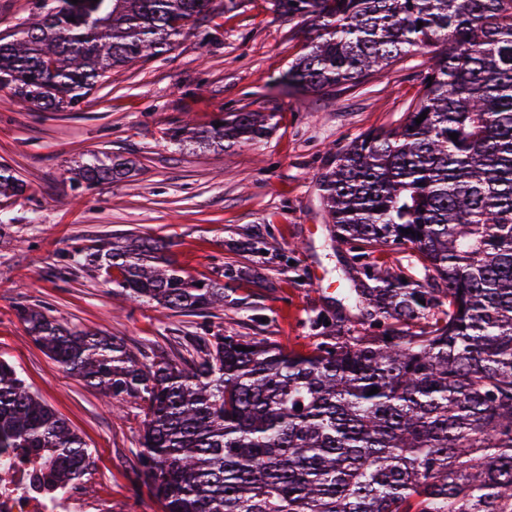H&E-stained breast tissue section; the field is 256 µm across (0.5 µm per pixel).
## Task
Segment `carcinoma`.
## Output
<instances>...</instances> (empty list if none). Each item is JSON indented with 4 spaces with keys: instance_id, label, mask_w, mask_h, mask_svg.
Masks as SVG:
<instances>
[{
    "instance_id": "1",
    "label": "carcinoma",
    "mask_w": 512,
    "mask_h": 512,
    "mask_svg": "<svg viewBox=\"0 0 512 512\" xmlns=\"http://www.w3.org/2000/svg\"><path fill=\"white\" fill-rule=\"evenodd\" d=\"M47 1L0 38V89L54 111L167 52L213 11V0ZM272 4L313 32L288 66L290 88L358 85L443 46L404 120L354 141L320 179L337 242L358 245L360 258L409 243L434 287L368 263L373 286L345 295L377 333L349 336L322 316L314 327L326 336L306 353L216 334L192 339L204 357L180 363L144 364L115 338L36 308L21 319L65 370L143 407L139 457L164 512H512V0ZM270 120L234 112L171 139L258 141ZM127 170L94 159L78 175L93 184ZM25 192L1 164L0 198ZM166 249L128 234L77 255L133 301L184 313L224 304L223 283L186 275ZM0 448L40 457L57 485L93 464L83 438L2 359Z\"/></svg>"
}]
</instances>
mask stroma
Segmentation results:
<instances>
[{"label": "stroma", "mask_w": 512, "mask_h": 512, "mask_svg": "<svg viewBox=\"0 0 512 512\" xmlns=\"http://www.w3.org/2000/svg\"><path fill=\"white\" fill-rule=\"evenodd\" d=\"M215 11L172 50L138 61L97 84L77 109L44 110L0 90V163L28 185L0 204V358L67 421L91 449L80 485L112 512H164L143 475L139 404L108 406L28 335L19 311L40 307L77 330L100 331L150 364L179 360L196 336L221 332L307 352L319 342L310 323L334 316L364 333L343 287H367L349 245L331 241L320 177L355 140L396 127L421 89L428 58L413 52L356 86L321 93L282 85L309 27L273 11L271 0H237ZM272 114L271 135L227 148L180 147L172 130L208 126L230 112ZM133 161L109 184L75 181L92 158ZM134 233L169 244L187 274L219 278L223 305L195 315L124 302L70 259ZM378 264L432 281L408 245L375 250Z\"/></svg>", "instance_id": "1"}]
</instances>
